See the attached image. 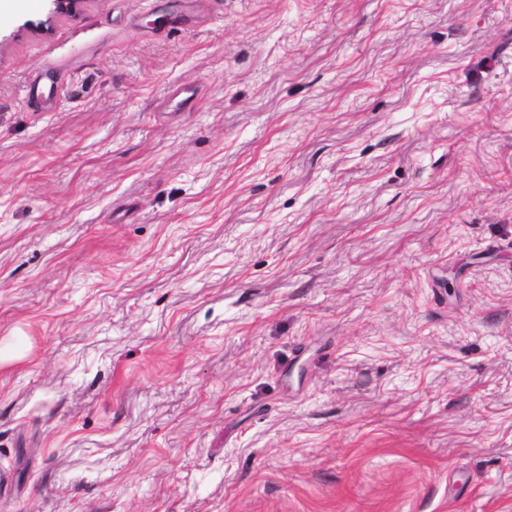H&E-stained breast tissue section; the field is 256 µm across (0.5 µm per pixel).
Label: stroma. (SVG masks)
Masks as SVG:
<instances>
[{"instance_id": "obj_1", "label": "stroma", "mask_w": 512, "mask_h": 512, "mask_svg": "<svg viewBox=\"0 0 512 512\" xmlns=\"http://www.w3.org/2000/svg\"><path fill=\"white\" fill-rule=\"evenodd\" d=\"M0 512H512V0H0Z\"/></svg>"}]
</instances>
